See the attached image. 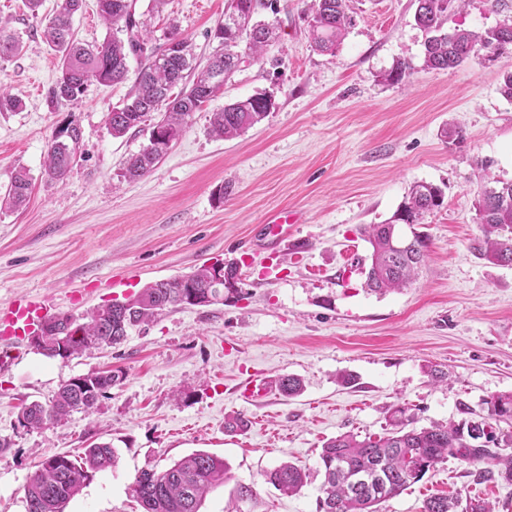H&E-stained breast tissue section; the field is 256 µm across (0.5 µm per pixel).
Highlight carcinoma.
Here are the masks:
<instances>
[{
  "label": "carcinoma",
  "instance_id": "carcinoma-1",
  "mask_svg": "<svg viewBox=\"0 0 512 512\" xmlns=\"http://www.w3.org/2000/svg\"><path fill=\"white\" fill-rule=\"evenodd\" d=\"M224 21L215 38L223 51L187 83L193 69L192 45L182 37L175 24L164 33V42L150 43L145 22L136 16V0H99L104 20L124 33L112 36L99 46H88L72 34L74 14L82 0H63L57 13L42 30L48 46L59 58L60 76L50 89V107L74 105L91 80L118 83L126 78L128 59L142 60L134 89L121 108L107 114L111 134L121 137L140 127L154 112L161 118L152 126L154 147L143 148L125 162V177L141 178L156 167L187 125L191 114L200 110L224 88L232 74L246 62H254L275 38V23L252 22L261 10L276 12L273 0H227ZM414 21L423 32L424 63L429 69H452L471 57H488L512 50V16L481 31L448 27L451 14L466 0H415ZM350 0H313L308 21L315 48L336 53L345 32L353 26ZM20 41L0 24V59L19 52ZM178 93H172L174 88ZM274 107L265 94H256L224 105L212 113L211 133L231 138L261 122ZM81 141V128L75 120L62 126L47 150V174L61 180L69 171ZM484 185L477 205L482 233L479 254L486 260L512 266V180L490 175L481 165ZM31 189L29 171L20 166L10 172L6 202L13 208L24 206ZM443 204L442 190L431 183L417 182L406 196L395 220L418 224L427 212ZM371 247L367 286L382 292L409 286L416 270L425 260L428 243L415 234L401 237L394 224H370L362 230ZM208 268L201 265L188 275L149 284L138 294L93 309L87 321L77 322L71 315L59 314L48 319L54 324L51 335L42 337L40 353L67 359L86 351L95 342L110 347L121 344L130 329L148 324L163 310L175 306L203 303L207 289ZM118 380L110 372L74 377L60 386L47 404L31 403L18 414V423L27 430L41 429L64 421L73 411L93 410L99 398ZM286 396L303 389L302 380L285 376L274 380ZM490 416L498 422H512V394H501L487 401ZM491 439L484 421L464 420L457 424H436L418 428L404 405L388 410V428L379 436L362 440L345 432L322 446L320 466L323 476L318 512H380V505L401 494L428 470L450 457L471 463L500 466L476 473L479 481L512 485V455L492 450L481 439ZM115 462V452L108 443H97L72 458L53 455L44 460L25 486L26 512H65L68 503L87 483L91 473ZM228 468L224 460L199 451L183 457L163 469L146 468L133 481V493L143 512H201L207 492L222 483ZM311 479V473L292 463H281L266 473V480L276 489L299 492ZM459 500L446 496L428 499L423 512H457Z\"/></svg>",
  "mask_w": 512,
  "mask_h": 512
}]
</instances>
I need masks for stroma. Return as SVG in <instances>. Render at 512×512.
<instances>
[{
	"instance_id": "1",
	"label": "stroma",
	"mask_w": 512,
	"mask_h": 512,
	"mask_svg": "<svg viewBox=\"0 0 512 512\" xmlns=\"http://www.w3.org/2000/svg\"><path fill=\"white\" fill-rule=\"evenodd\" d=\"M306 3L277 0L276 11L260 12L279 31L263 61L243 64L191 115L157 167L130 181L123 162L148 145L152 125L115 138L106 117L131 81L89 82L77 108L51 110L59 59L40 20L62 0H43L35 16L23 0H0V19L22 45L0 60V87L23 101L0 113V308L20 294L45 295L57 313L79 318L206 263H237L240 278L223 302L169 309L114 347L61 359L23 343L0 366V437L10 442L0 454V512H26L24 488L43 457L102 442L114 448V466L95 472L66 512H141L135 475L196 451L228 466L202 512H317L319 482L286 495L266 472L288 461L316 470L324 442L347 431L383 433L397 404L427 427L487 417L491 397L512 393V267L476 250L479 162L512 179V101L499 91L512 53L427 68L414 0H354L355 22L327 55L310 39ZM225 4L166 0L155 13L152 0H137L136 10L155 43L176 21L203 63L219 45ZM399 60L413 71L396 82L389 73ZM255 94L274 101L261 123L229 139L211 134L213 112ZM71 119L82 140L57 182L45 157ZM449 127L462 139L444 138ZM18 165L32 188L15 210L1 200ZM417 182L444 191L442 207L422 224L401 227L427 235L426 264L412 287L372 292L360 229L389 222ZM280 212L297 218L296 251L274 258L266 224ZM435 369L444 381L432 377ZM104 370L118 380L92 412L38 430L19 426L22 406L49 403L69 379ZM343 373L353 383H339ZM288 375L302 379L300 394L270 388ZM250 381L268 389L247 402L240 387ZM236 415L246 419L244 431L227 432ZM472 470L449 458L381 512H422L426 499L456 494L512 512V486L477 482ZM242 484L253 500H238Z\"/></svg>"
}]
</instances>
